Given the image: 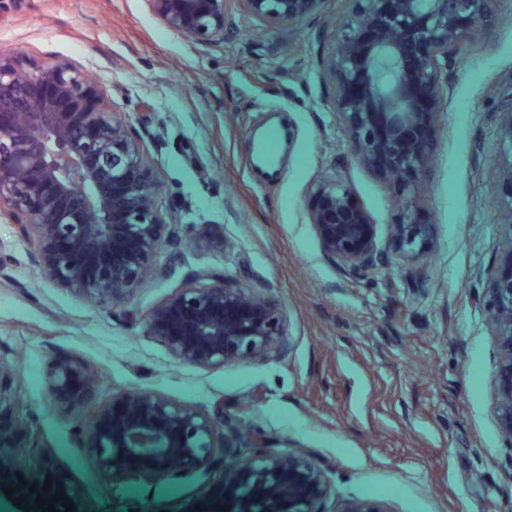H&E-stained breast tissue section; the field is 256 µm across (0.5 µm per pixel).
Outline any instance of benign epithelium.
I'll list each match as a JSON object with an SVG mask.
<instances>
[{"label":"benign epithelium","instance_id":"1","mask_svg":"<svg viewBox=\"0 0 512 512\" xmlns=\"http://www.w3.org/2000/svg\"><path fill=\"white\" fill-rule=\"evenodd\" d=\"M167 28L205 46L224 42L226 0H144ZM327 0H239L247 15L291 25L325 13ZM321 60L335 86L334 109L350 152L401 186L389 248L415 263L435 233L420 221L443 70L461 45L491 27L497 0H348ZM508 154L499 184L512 200V107L499 113ZM158 178L140 134L81 69L0 52V218L33 244L34 261L64 288L114 304L147 276L174 236L157 209ZM309 221L345 270L371 269L379 255L373 226L341 176L310 187ZM500 341L498 415L512 437V249L488 279ZM285 315L275 302L225 275L198 272L148 317L149 332L178 359L201 366L285 350ZM50 384L63 402L88 399L96 381L85 363L55 361ZM101 467L114 484L150 485L179 466L214 469L233 461L225 512H316L331 494L324 470L302 455L273 453L265 440L238 460L224 431L190 407L148 394L122 395L99 415L93 433ZM135 459L131 468L127 461ZM340 512H387L379 500L353 498Z\"/></svg>","mask_w":512,"mask_h":512}]
</instances>
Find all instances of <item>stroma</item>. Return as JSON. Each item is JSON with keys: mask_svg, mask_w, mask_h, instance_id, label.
I'll list each match as a JSON object with an SVG mask.
<instances>
[{"mask_svg": "<svg viewBox=\"0 0 512 512\" xmlns=\"http://www.w3.org/2000/svg\"><path fill=\"white\" fill-rule=\"evenodd\" d=\"M344 10L269 26L227 4L224 42L202 46L164 27L144 0H0V52L88 71L142 136L176 236L158 276L111 307L48 279L16 225L0 219V425H23L32 448H0V512H20L43 487L73 512H211L231 473L181 471L154 486L110 484L91 431L129 391L224 416L244 458L264 437L274 452L320 465L322 512L377 499L387 512H512V439L497 413L499 340L482 292L512 234L497 186L504 153L497 115L512 102V0L447 70L423 214L435 226L426 259L388 250L397 191L350 153L334 86L317 65ZM291 134L280 175L259 177L252 143ZM338 169L382 250L368 276L343 270L309 222V187ZM200 270L250 285L287 317L279 354L203 367L176 359L147 318ZM74 357L98 377L94 398L69 408L48 379ZM13 495H5V487Z\"/></svg>", "mask_w": 512, "mask_h": 512, "instance_id": "obj_1", "label": "stroma"}]
</instances>
